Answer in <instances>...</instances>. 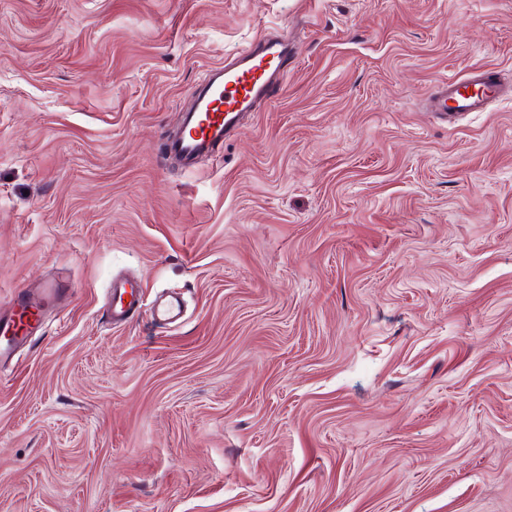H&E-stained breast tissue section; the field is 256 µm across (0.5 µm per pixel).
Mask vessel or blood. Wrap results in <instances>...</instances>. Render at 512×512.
Masks as SVG:
<instances>
[{
  "label": "vessel or blood",
  "instance_id": "obj_1",
  "mask_svg": "<svg viewBox=\"0 0 512 512\" xmlns=\"http://www.w3.org/2000/svg\"><path fill=\"white\" fill-rule=\"evenodd\" d=\"M289 54L287 46L269 42L262 47L242 49L233 63L211 67L194 91L192 107L169 142L170 154L189 164L200 154L222 144L225 135L238 125L241 114L257 101L270 98ZM502 82L472 71L448 78L428 99L431 111L480 112L501 97ZM141 286L127 278L111 288L113 323L121 324L140 304ZM45 306L35 305L25 294H17L8 313H0V363L12 359L18 345L42 328Z\"/></svg>",
  "mask_w": 512,
  "mask_h": 512
}]
</instances>
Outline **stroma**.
Returning a JSON list of instances; mask_svg holds the SVG:
<instances>
[{
	"instance_id": "35a3bbf8",
	"label": "stroma",
	"mask_w": 512,
	"mask_h": 512,
	"mask_svg": "<svg viewBox=\"0 0 512 512\" xmlns=\"http://www.w3.org/2000/svg\"><path fill=\"white\" fill-rule=\"evenodd\" d=\"M472 68L512 90V0H0V309L67 292L0 365V512H512V100L421 106ZM288 54L289 47L267 42L261 48L242 49L233 63L211 67L195 88L193 105L184 112L183 124L169 142V153L191 165L198 155L224 143L241 114L257 101L271 98ZM141 288L139 283L130 278L112 283V324L124 323L131 309L140 305Z\"/></svg>"
}]
</instances>
